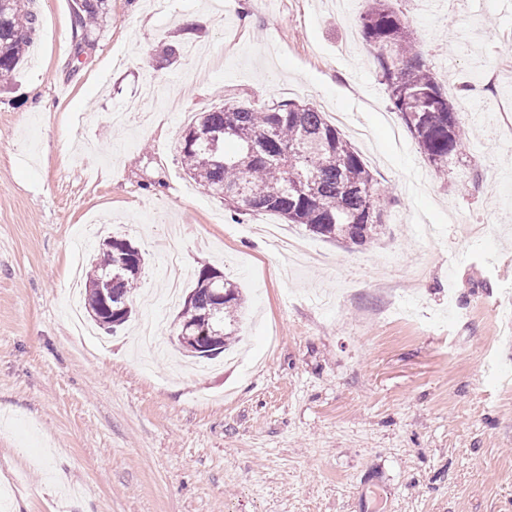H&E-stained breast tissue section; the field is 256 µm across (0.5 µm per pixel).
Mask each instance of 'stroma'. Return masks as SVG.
Returning a JSON list of instances; mask_svg holds the SVG:
<instances>
[{"label":"stroma","instance_id":"1","mask_svg":"<svg viewBox=\"0 0 512 512\" xmlns=\"http://www.w3.org/2000/svg\"><path fill=\"white\" fill-rule=\"evenodd\" d=\"M33 0L0 87V512H512V137L470 126L437 171L380 81L366 0ZM506 0H392L454 103L512 102ZM181 45L171 60L162 44ZM38 94H31V87ZM310 103L394 202L365 245L236 215L180 163L195 115ZM147 255L136 313L76 336L73 257ZM247 297L244 359L176 351L169 252ZM107 0H83L79 7V18H76V28L87 31L97 23L99 17L104 14Z\"/></svg>","mask_w":512,"mask_h":512}]
</instances>
